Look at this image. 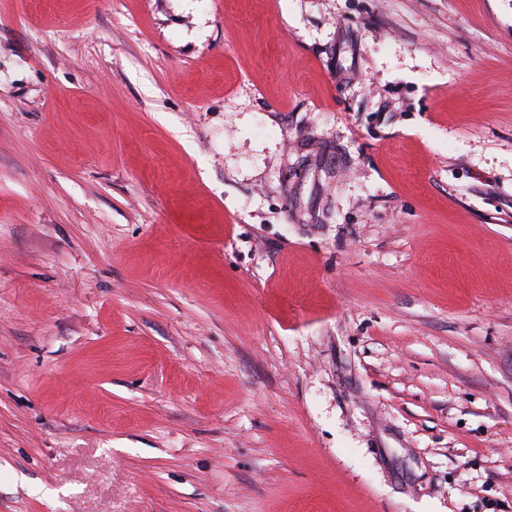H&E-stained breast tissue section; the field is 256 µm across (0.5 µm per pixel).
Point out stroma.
<instances>
[{"label": "stroma", "instance_id": "35a3bbf8", "mask_svg": "<svg viewBox=\"0 0 512 512\" xmlns=\"http://www.w3.org/2000/svg\"><path fill=\"white\" fill-rule=\"evenodd\" d=\"M0 512H512V0H0Z\"/></svg>", "mask_w": 512, "mask_h": 512}]
</instances>
